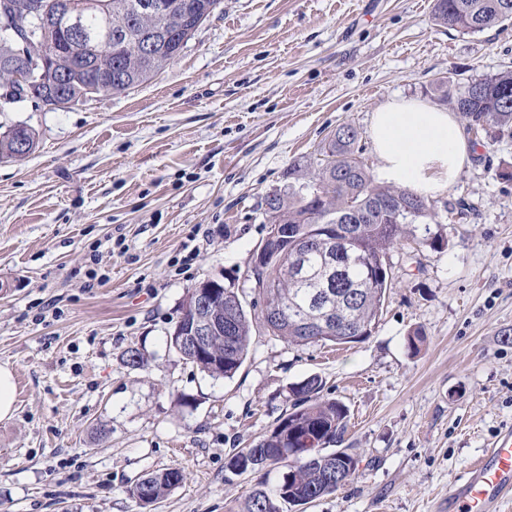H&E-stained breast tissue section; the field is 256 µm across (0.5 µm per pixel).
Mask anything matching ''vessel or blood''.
Here are the masks:
<instances>
[{
  "mask_svg": "<svg viewBox=\"0 0 512 512\" xmlns=\"http://www.w3.org/2000/svg\"><path fill=\"white\" fill-rule=\"evenodd\" d=\"M512 494V430L506 431L448 490V512H494Z\"/></svg>",
  "mask_w": 512,
  "mask_h": 512,
  "instance_id": "vessel-or-blood-1",
  "label": "vessel or blood"
}]
</instances>
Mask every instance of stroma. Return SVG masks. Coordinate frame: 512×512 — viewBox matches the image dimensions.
I'll use <instances>...</instances> for the list:
<instances>
[{
	"instance_id": "obj_1",
	"label": "stroma",
	"mask_w": 512,
	"mask_h": 512,
	"mask_svg": "<svg viewBox=\"0 0 512 512\" xmlns=\"http://www.w3.org/2000/svg\"><path fill=\"white\" fill-rule=\"evenodd\" d=\"M436 0H221L180 55L126 92L0 112L38 138L0 161V365L16 411L0 421V512H142L130 487L180 467L152 512H241L280 469L231 457L270 433L310 376L343 403L351 482L288 512H439L512 427V134L475 146L434 199L442 250L390 254L371 335L293 346L253 330L230 379L167 345L189 289L242 285L265 238L263 199L352 124L371 173L372 112L439 104L512 68V21L468 34ZM195 247L183 265L185 246ZM421 332L411 351L407 338ZM145 360L130 369L123 353Z\"/></svg>"
}]
</instances>
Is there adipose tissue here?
Wrapping results in <instances>:
<instances>
[{
  "mask_svg": "<svg viewBox=\"0 0 512 512\" xmlns=\"http://www.w3.org/2000/svg\"><path fill=\"white\" fill-rule=\"evenodd\" d=\"M369 134L387 182L427 197L451 188L471 153L456 117L417 98L380 106Z\"/></svg>",
  "mask_w": 512,
  "mask_h": 512,
  "instance_id": "obj_1",
  "label": "adipose tissue"
}]
</instances>
